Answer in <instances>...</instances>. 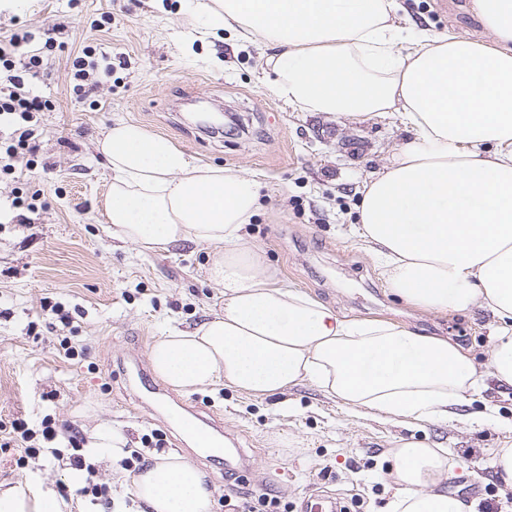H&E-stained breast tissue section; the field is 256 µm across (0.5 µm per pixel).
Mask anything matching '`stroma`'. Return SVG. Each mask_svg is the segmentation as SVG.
<instances>
[{
	"instance_id": "35a3bbf8",
	"label": "stroma",
	"mask_w": 512,
	"mask_h": 512,
	"mask_svg": "<svg viewBox=\"0 0 512 512\" xmlns=\"http://www.w3.org/2000/svg\"><path fill=\"white\" fill-rule=\"evenodd\" d=\"M397 2L398 17L432 33L490 37L469 0ZM195 24L187 0H9L0 8V41L28 34L25 52L49 28L58 42L38 82L54 107L33 121L37 157L14 159L15 176L0 177V484L55 494L66 512H99L100 503L76 494L68 460L48 454L18 463L12 422L37 431L49 417L71 427L95 482L127 512H143L132 486L141 465L126 464L129 448L143 460L178 454L195 463L217 490L213 512H233L242 497L261 494L297 512L303 497L320 491L351 512H387L397 487L393 450L407 441L447 449L449 494L500 512L506 487L492 460L512 444L511 386L486 380L460 417L431 423L344 403L310 382L267 397L222 384L172 401L122 374L121 360L148 361L167 330H192L218 311L224 290L206 276L209 247L187 241L149 250L113 238L100 209L112 170L97 142L119 122L165 136L201 163L255 176L259 209L243 242L288 288L349 320L448 340L480 367L494 342L486 311L437 312L395 297L356 233L364 183L407 137L398 118L288 105L266 85L256 44L220 30L199 39ZM87 46V67L112 68L111 83L91 102L78 97L72 65ZM214 54L223 67L212 64ZM18 191L38 197L24 222L10 207ZM64 339L76 357L61 355ZM489 404L496 420L484 417ZM183 406L222 423L252 456V469L228 477L222 456L182 448L174 416ZM96 430L114 447L90 448ZM154 432L162 445L144 446Z\"/></svg>"
}]
</instances>
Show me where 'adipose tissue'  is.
Returning a JSON list of instances; mask_svg holds the SVG:
<instances>
[{
	"label": "adipose tissue",
	"mask_w": 512,
	"mask_h": 512,
	"mask_svg": "<svg viewBox=\"0 0 512 512\" xmlns=\"http://www.w3.org/2000/svg\"><path fill=\"white\" fill-rule=\"evenodd\" d=\"M396 0H210L208 27L266 49L270 88L309 112L396 114L409 133L364 185L357 231L393 292L435 311L480 308L496 320L486 370L512 386V0H471L490 43L434 38L392 16ZM112 169V233L147 249L213 247L222 311L149 350L181 392L226 383L255 396L311 382L345 403L439 422L478 388L468 352L390 323L353 321L279 283L241 241L259 182L199 164L168 138L119 122L98 143ZM390 512H476L448 494L444 449L393 453ZM149 512H212L214 491L181 456L133 479Z\"/></svg>",
	"instance_id": "adipose-tissue-1"
}]
</instances>
